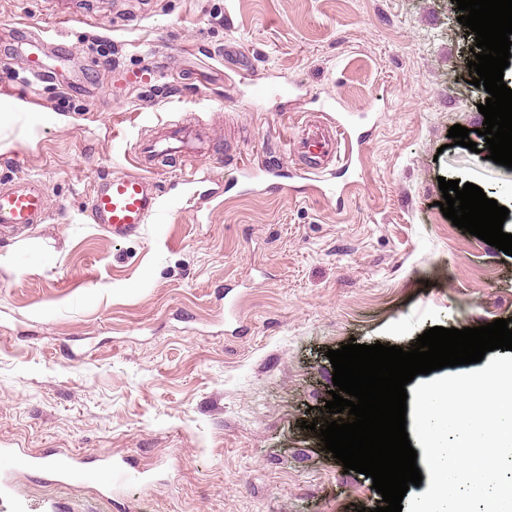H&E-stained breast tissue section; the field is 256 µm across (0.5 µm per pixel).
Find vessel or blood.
<instances>
[{"mask_svg":"<svg viewBox=\"0 0 512 512\" xmlns=\"http://www.w3.org/2000/svg\"><path fill=\"white\" fill-rule=\"evenodd\" d=\"M21 43L25 47L28 71L32 82H39L46 73L45 52L42 40L31 33H24ZM306 132L290 143L296 168L285 170L274 165L263 166L265 176L275 178L279 189H287L289 179L318 173L324 157L341 156L343 168H350L356 145L362 144L363 134L344 118L332 124L308 120ZM193 143L181 130H170L164 138L154 141L135 154L136 172L121 173L100 179L94 186L86 215L91 223L124 239L138 235L148 222L164 223L162 193L155 181L142 174L141 166L160 161L176 154L193 152ZM47 213V189L37 181L0 184V228L14 229L21 225L39 224ZM30 469L46 472L56 480H66L77 474L74 458L34 456L28 462Z\"/></svg>","mask_w":512,"mask_h":512,"instance_id":"obj_1","label":"vessel or blood"}]
</instances>
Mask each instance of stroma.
<instances>
[{
	"instance_id": "obj_1",
	"label": "stroma",
	"mask_w": 512,
	"mask_h": 512,
	"mask_svg": "<svg viewBox=\"0 0 512 512\" xmlns=\"http://www.w3.org/2000/svg\"><path fill=\"white\" fill-rule=\"evenodd\" d=\"M458 15L455 0H0V180L49 194L45 223L0 233V448L129 462L104 485L15 463L0 512L376 508L371 478L304 427L325 418L328 350L512 318V256L438 206L445 178L512 210V169L447 137L478 141L487 98ZM24 30L67 58L25 135ZM254 82L284 92L259 102ZM340 112L365 135L347 173L257 192L215 160L230 145L290 167L279 142ZM173 122L209 150L154 174L165 223L106 235L84 214L95 182Z\"/></svg>"
}]
</instances>
